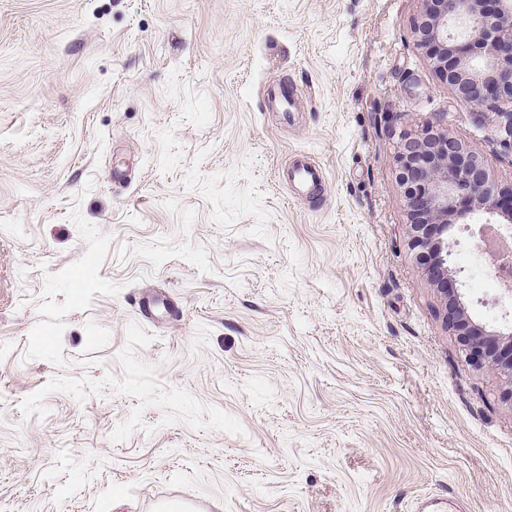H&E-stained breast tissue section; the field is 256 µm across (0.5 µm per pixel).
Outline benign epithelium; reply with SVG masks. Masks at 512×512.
Returning a JSON list of instances; mask_svg holds the SVG:
<instances>
[{
    "mask_svg": "<svg viewBox=\"0 0 512 512\" xmlns=\"http://www.w3.org/2000/svg\"><path fill=\"white\" fill-rule=\"evenodd\" d=\"M412 38L460 101L512 107V0H422ZM397 167L411 247L444 297L448 329L472 362L509 377L503 395L512 400V326H476L465 308L459 271L449 264L453 219L482 211L512 232V193H496L476 148L431 127L405 140Z\"/></svg>",
    "mask_w": 512,
    "mask_h": 512,
    "instance_id": "7a95c632",
    "label": "benign epithelium"
}]
</instances>
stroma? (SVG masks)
I'll return each instance as SVG.
<instances>
[{"label":"stroma","instance_id":"obj_1","mask_svg":"<svg viewBox=\"0 0 512 512\" xmlns=\"http://www.w3.org/2000/svg\"><path fill=\"white\" fill-rule=\"evenodd\" d=\"M420 7L0 0V512H512L505 379L449 331L396 161L431 126L507 193L512 151ZM299 154L316 196L279 177ZM487 222L452 261L492 328ZM266 97L268 102L279 108L284 121L292 120L293 96L289 90L282 86L271 85L266 89Z\"/></svg>","mask_w":512,"mask_h":512}]
</instances>
